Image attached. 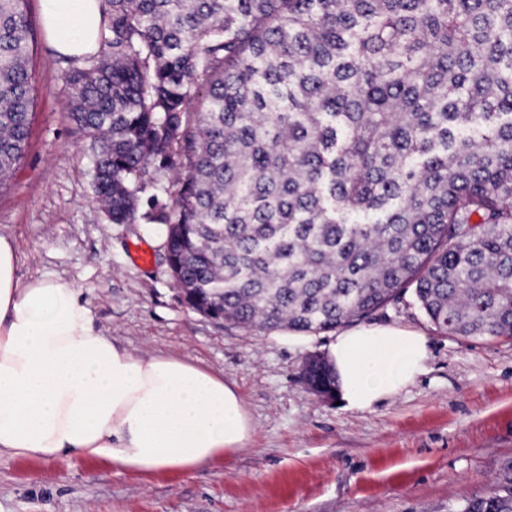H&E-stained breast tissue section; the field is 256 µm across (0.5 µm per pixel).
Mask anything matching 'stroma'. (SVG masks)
<instances>
[{
	"label": "stroma",
	"mask_w": 512,
	"mask_h": 512,
	"mask_svg": "<svg viewBox=\"0 0 512 512\" xmlns=\"http://www.w3.org/2000/svg\"><path fill=\"white\" fill-rule=\"evenodd\" d=\"M35 84L24 156L0 188V236L21 283L81 288L95 330L148 358L174 356L236 384L247 448L186 473L143 475L75 455H0V512H459L512 487V336H442L412 296L373 325L424 334L425 369L370 412L309 391L305 357L334 333L246 330L190 309L163 260L160 225L112 224L94 197L87 141L71 119L68 71L40 0H27Z\"/></svg>",
	"instance_id": "35a3bbf8"
}]
</instances>
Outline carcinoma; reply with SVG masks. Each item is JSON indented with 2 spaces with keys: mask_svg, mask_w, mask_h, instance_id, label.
<instances>
[{
  "mask_svg": "<svg viewBox=\"0 0 512 512\" xmlns=\"http://www.w3.org/2000/svg\"><path fill=\"white\" fill-rule=\"evenodd\" d=\"M0 0V186L35 86ZM72 117L114 224L164 226L184 302L329 333L413 292L448 336H512V0H102ZM175 174V197L145 195ZM308 381L330 397V364ZM458 512H512V489Z\"/></svg>",
  "mask_w": 512,
  "mask_h": 512,
  "instance_id": "carcinoma-1",
  "label": "carcinoma"
}]
</instances>
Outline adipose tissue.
<instances>
[{
	"instance_id": "1",
	"label": "adipose tissue",
	"mask_w": 512,
	"mask_h": 512,
	"mask_svg": "<svg viewBox=\"0 0 512 512\" xmlns=\"http://www.w3.org/2000/svg\"><path fill=\"white\" fill-rule=\"evenodd\" d=\"M61 55L101 47V0H41ZM0 238V452L51 460L111 461L150 475L187 472L246 448L254 428L235 385L190 362L138 356L96 332L81 291L37 279L20 284ZM336 394L360 412L414 382L426 337L395 326H358L330 347Z\"/></svg>"
}]
</instances>
